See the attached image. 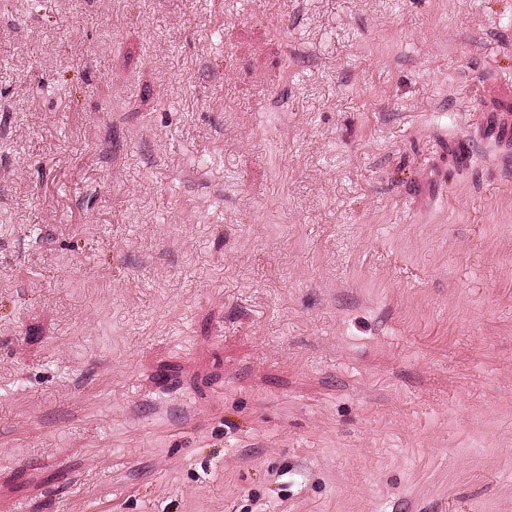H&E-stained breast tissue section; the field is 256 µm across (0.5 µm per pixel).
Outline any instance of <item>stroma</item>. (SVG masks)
Masks as SVG:
<instances>
[{
    "label": "stroma",
    "instance_id": "stroma-1",
    "mask_svg": "<svg viewBox=\"0 0 512 512\" xmlns=\"http://www.w3.org/2000/svg\"><path fill=\"white\" fill-rule=\"evenodd\" d=\"M0 512H512V0H0Z\"/></svg>",
    "mask_w": 512,
    "mask_h": 512
}]
</instances>
